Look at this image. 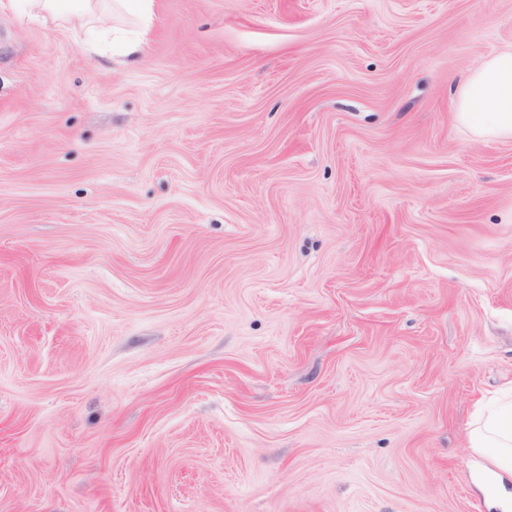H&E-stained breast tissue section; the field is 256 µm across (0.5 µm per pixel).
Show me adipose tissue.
Instances as JSON below:
<instances>
[{"mask_svg":"<svg viewBox=\"0 0 512 512\" xmlns=\"http://www.w3.org/2000/svg\"><path fill=\"white\" fill-rule=\"evenodd\" d=\"M33 18L51 17L75 24L92 45L118 41L126 58L136 59L154 20V0H25ZM129 14L137 31L114 27L115 16ZM455 118L474 136L512 140V44L482 57L458 81ZM473 452L512 473V394L480 409L470 428Z\"/></svg>","mask_w":512,"mask_h":512,"instance_id":"1","label":"adipose tissue"}]
</instances>
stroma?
<instances>
[{"label":"stroma","instance_id":"stroma-1","mask_svg":"<svg viewBox=\"0 0 512 512\" xmlns=\"http://www.w3.org/2000/svg\"><path fill=\"white\" fill-rule=\"evenodd\" d=\"M512 0H155L137 62L0 9V512H497ZM455 92L460 125L481 139L512 140V44L482 57ZM469 443L476 455L512 473V394L495 399L477 412Z\"/></svg>","mask_w":512,"mask_h":512}]
</instances>
